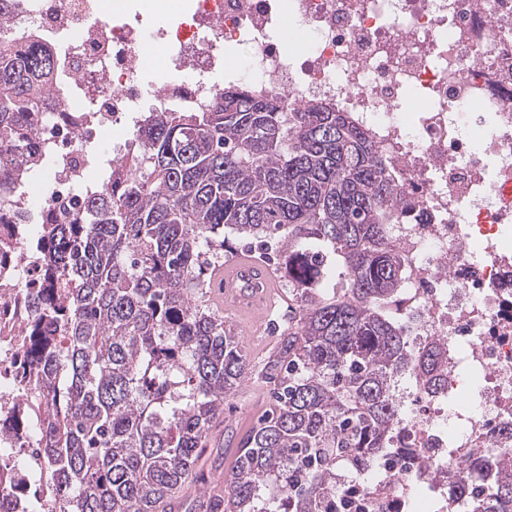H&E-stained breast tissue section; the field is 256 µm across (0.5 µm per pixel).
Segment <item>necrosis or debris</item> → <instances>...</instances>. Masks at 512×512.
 <instances>
[{
    "mask_svg": "<svg viewBox=\"0 0 512 512\" xmlns=\"http://www.w3.org/2000/svg\"><path fill=\"white\" fill-rule=\"evenodd\" d=\"M149 2L112 0L107 13L102 0H14L0 26V44L60 63L27 139L51 162L0 187V512L30 497L60 512L27 478L42 450L17 332L47 263L29 217L76 222L92 162L134 151L139 113L204 111L230 79L288 111L329 103L389 158L410 202L393 226L407 268L395 309L416 343L448 344L436 381L401 389L403 419L373 479L337 475L336 512H417L420 493L426 512H470L485 490L458 465L512 447V0H188L158 23ZM150 44L164 56L148 82Z\"/></svg>",
    "mask_w": 512,
    "mask_h": 512,
    "instance_id": "obj_1",
    "label": "necrosis or debris"
}]
</instances>
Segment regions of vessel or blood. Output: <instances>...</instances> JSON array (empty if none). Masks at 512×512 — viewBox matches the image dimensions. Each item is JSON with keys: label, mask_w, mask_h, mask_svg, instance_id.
<instances>
[{"label": "vessel or blood", "mask_w": 512, "mask_h": 512, "mask_svg": "<svg viewBox=\"0 0 512 512\" xmlns=\"http://www.w3.org/2000/svg\"><path fill=\"white\" fill-rule=\"evenodd\" d=\"M215 297L233 328L264 321L280 299L276 272L256 261L251 253L236 254L214 277Z\"/></svg>", "instance_id": "b4317fda"}]
</instances>
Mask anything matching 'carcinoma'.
Returning <instances> with one entry per match:
<instances>
[{
  "mask_svg": "<svg viewBox=\"0 0 512 512\" xmlns=\"http://www.w3.org/2000/svg\"><path fill=\"white\" fill-rule=\"evenodd\" d=\"M53 70L47 54L0 56L6 185L35 161L19 131L46 109ZM137 138L140 157L102 169L81 223L39 221L41 312L19 336L61 512H329L336 467L361 475L389 451L394 380L444 356L441 338L416 349L392 310L407 277L387 231L400 182L347 113L286 112L238 85L205 112L142 113ZM231 236L288 286L256 373L202 300ZM253 375L270 410L237 435L213 495L207 436ZM480 475L479 512H512V464L490 459ZM186 483L198 493L183 503Z\"/></svg>",
  "mask_w": 512,
  "mask_h": 512,
  "instance_id": "cac0c4a2",
  "label": "carcinoma"
}]
</instances>
